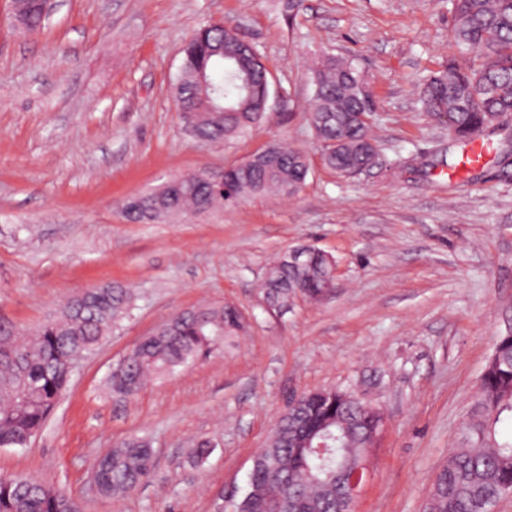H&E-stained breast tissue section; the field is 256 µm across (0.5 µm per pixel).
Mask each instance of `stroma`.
<instances>
[{
    "instance_id": "stroma-1",
    "label": "stroma",
    "mask_w": 512,
    "mask_h": 512,
    "mask_svg": "<svg viewBox=\"0 0 512 512\" xmlns=\"http://www.w3.org/2000/svg\"><path fill=\"white\" fill-rule=\"evenodd\" d=\"M448 0H54L35 33L0 0V322L30 332L67 299L121 283L128 314L84 356L44 427L0 448V475H32L81 512H232L259 448L296 393L361 395L386 420L356 512H424L459 447L497 336L512 332V124L480 165L419 102L452 57ZM234 25L274 74L247 137L200 143L171 94L191 33ZM348 56L367 76L376 164L343 177L306 120L308 67ZM274 140L312 169L294 196L264 195L165 223L121 206L171 176L218 174ZM309 244L332 255L331 291L267 308L269 259ZM229 303L245 332L132 396L112 370L170 317ZM138 436L148 481L96 495V457ZM212 445L195 461L197 441Z\"/></svg>"
}]
</instances>
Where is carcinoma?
<instances>
[{"label": "carcinoma", "mask_w": 512, "mask_h": 512, "mask_svg": "<svg viewBox=\"0 0 512 512\" xmlns=\"http://www.w3.org/2000/svg\"><path fill=\"white\" fill-rule=\"evenodd\" d=\"M448 30L454 57L423 80L419 101L429 115L445 118L468 144L501 128L497 117L512 110V0H451ZM15 20L30 33L46 16L41 0H13ZM236 38L222 25L193 32L183 49L175 83L176 101L190 115L182 122L196 141H230L258 127L266 113L245 101V75L258 82L269 69L249 54L224 65V50ZM312 96L307 120L322 145L323 164L343 176L373 165L378 156L372 135L368 82L353 60L325 54L309 68ZM279 164L232 167L228 191L220 193L197 173L178 175L123 207L131 222L168 221L189 211L205 212L264 194L299 192L310 173L306 154L275 143ZM333 256L310 251L298 266L276 257L264 288H300L319 298ZM119 285L88 288L61 309L57 318L21 339L0 325V447H24L45 424L70 379L67 366L96 348L132 305ZM245 318L230 304H206L172 316L160 335L147 336L112 371L138 391L152 376L194 364L237 334ZM381 413L345 391L307 393L276 422L267 446L255 457L248 488L235 512H336L349 465L364 446L377 443ZM467 441L439 471L428 512H490L512 490V334L497 337L480 377L475 404L465 424ZM104 497H119L152 474V448L142 438L114 445L95 461ZM78 504L35 477L0 476V512H78Z\"/></svg>", "instance_id": "1"}]
</instances>
